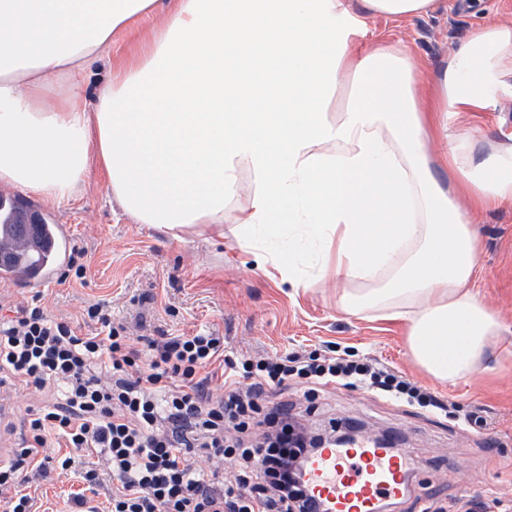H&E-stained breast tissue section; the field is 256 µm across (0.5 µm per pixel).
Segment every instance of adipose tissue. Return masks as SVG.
<instances>
[{"mask_svg": "<svg viewBox=\"0 0 512 512\" xmlns=\"http://www.w3.org/2000/svg\"><path fill=\"white\" fill-rule=\"evenodd\" d=\"M441 3L171 0L144 50L89 96V65L161 0H0V185L58 206L98 163L137 223L234 225L294 286L332 275L342 312L404 322L426 373L469 379L502 323L473 291L480 247L459 201L512 202V145L476 157L448 119L512 93V22L475 28L428 80L399 44L353 51L360 14Z\"/></svg>", "mask_w": 512, "mask_h": 512, "instance_id": "ef3b65f1", "label": "adipose tissue"}]
</instances>
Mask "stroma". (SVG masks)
Segmentation results:
<instances>
[{
    "instance_id": "35a3bbf8",
    "label": "stroma",
    "mask_w": 512,
    "mask_h": 512,
    "mask_svg": "<svg viewBox=\"0 0 512 512\" xmlns=\"http://www.w3.org/2000/svg\"><path fill=\"white\" fill-rule=\"evenodd\" d=\"M445 11L427 17L394 20L366 15V40L404 44L434 71L470 30L488 19L512 20V0H447ZM163 14L133 24L112 46L108 66L120 68L137 55ZM450 128L470 131L479 148L512 144V96H500L485 112H462ZM52 220L67 225L73 246L86 252V275L39 289L0 287L11 302L39 297L51 315L73 314L92 302H104L114 322L133 336H179L202 329L224 335V353L274 357L292 351L336 352L375 360L437 394L447 411L429 412L372 395L363 389L292 383L285 400L294 402L302 422L326 426L352 419L367 431L392 429L418 464L411 493L389 512H418L421 501L437 495L445 512H465V503L497 502V512H512V204L468 209L470 226L481 247L476 288L499 316L504 332L488 352V369L451 384L418 367L409 351L404 326L374 317H354L336 305L338 286L327 279L310 289L283 281L273 267L260 268L243 250L232 225L223 235L207 227L173 239L136 223L112 204L105 177L91 169L88 182L69 204L52 209ZM483 412L489 424H467L465 414ZM93 458L80 452L74 473H49L34 495L36 512H67L68 498L79 489L78 470Z\"/></svg>"
}]
</instances>
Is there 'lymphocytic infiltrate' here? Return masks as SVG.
Masks as SVG:
<instances>
[{
    "label": "lymphocytic infiltrate",
    "mask_w": 512,
    "mask_h": 512,
    "mask_svg": "<svg viewBox=\"0 0 512 512\" xmlns=\"http://www.w3.org/2000/svg\"><path fill=\"white\" fill-rule=\"evenodd\" d=\"M0 315V388L7 378L46 393L28 419L13 459L0 465L5 512H31V487L48 476L44 455L63 440L96 456L80 475L69 512H88L87 494L114 481L109 512H316L288 476V429L294 405L274 402L289 377L364 386L422 408L445 403L380 363L291 352L276 358L224 355V338L206 330L146 340L101 303L85 306L81 327L35 303L5 304ZM249 468L255 483H224V464Z\"/></svg>",
    "instance_id": "lymphocytic-infiltrate-1"
}]
</instances>
